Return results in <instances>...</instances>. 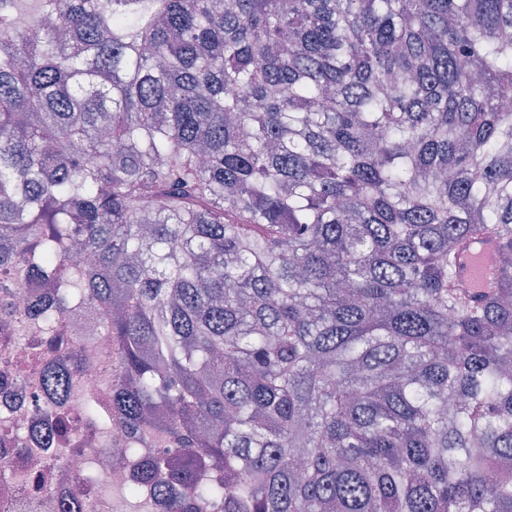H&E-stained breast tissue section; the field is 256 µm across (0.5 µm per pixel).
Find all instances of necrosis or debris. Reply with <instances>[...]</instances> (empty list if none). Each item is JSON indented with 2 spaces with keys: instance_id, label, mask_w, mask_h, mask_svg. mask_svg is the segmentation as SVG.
I'll return each instance as SVG.
<instances>
[{
  "instance_id": "4bbe7bcc",
  "label": "necrosis or debris",
  "mask_w": 512,
  "mask_h": 512,
  "mask_svg": "<svg viewBox=\"0 0 512 512\" xmlns=\"http://www.w3.org/2000/svg\"><path fill=\"white\" fill-rule=\"evenodd\" d=\"M88 318L85 309H70L57 324L59 338L54 346L38 321L25 320L19 333L0 324V512H55L66 503L81 512H101L103 496L98 485L80 478L85 468L104 466L116 489L136 477L134 462L121 454L125 430L116 424L109 434H102L81 410L88 397L107 404L114 368L111 339L75 336V327ZM74 351L81 354L83 367L63 409L67 430L61 438L50 440L38 413L48 401L44 373ZM14 425L22 427L25 447H18L5 433Z\"/></svg>"
}]
</instances>
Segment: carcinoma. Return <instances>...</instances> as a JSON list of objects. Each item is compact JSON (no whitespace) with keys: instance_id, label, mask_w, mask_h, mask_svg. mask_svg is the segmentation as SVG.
<instances>
[{"instance_id":"cac0c4a2","label":"carcinoma","mask_w":512,"mask_h":512,"mask_svg":"<svg viewBox=\"0 0 512 512\" xmlns=\"http://www.w3.org/2000/svg\"><path fill=\"white\" fill-rule=\"evenodd\" d=\"M33 4L0 0V300L99 313L128 497L512 512V0ZM495 261V248L492 242L478 241L469 246L460 256L458 275L470 287L476 285L482 274L488 272Z\"/></svg>"}]
</instances>
